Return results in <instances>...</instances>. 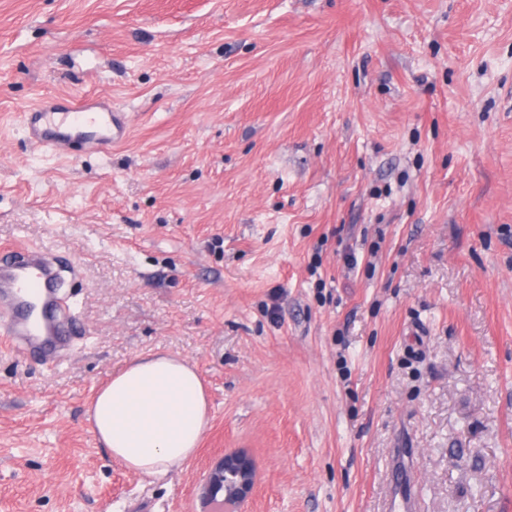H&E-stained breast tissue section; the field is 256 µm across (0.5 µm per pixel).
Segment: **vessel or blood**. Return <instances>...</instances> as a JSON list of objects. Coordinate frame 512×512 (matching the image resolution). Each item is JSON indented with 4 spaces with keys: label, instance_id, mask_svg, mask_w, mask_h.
Returning <instances> with one entry per match:
<instances>
[{
    "label": "vessel or blood",
    "instance_id": "1",
    "mask_svg": "<svg viewBox=\"0 0 512 512\" xmlns=\"http://www.w3.org/2000/svg\"><path fill=\"white\" fill-rule=\"evenodd\" d=\"M29 140L55 150L78 141L94 147L115 141L110 103L84 98L65 104L43 101L24 114ZM59 264L47 251L0 249V339L16 351L40 349L47 357L63 356L68 344L60 321L66 307L57 296Z\"/></svg>",
    "mask_w": 512,
    "mask_h": 512
}]
</instances>
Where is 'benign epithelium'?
<instances>
[{
	"label": "benign epithelium",
	"mask_w": 512,
	"mask_h": 512,
	"mask_svg": "<svg viewBox=\"0 0 512 512\" xmlns=\"http://www.w3.org/2000/svg\"><path fill=\"white\" fill-rule=\"evenodd\" d=\"M256 477V462L247 451H228L212 463L197 488V496L205 507L218 500V494L222 492L224 512H243L254 491Z\"/></svg>",
	"instance_id": "1"
}]
</instances>
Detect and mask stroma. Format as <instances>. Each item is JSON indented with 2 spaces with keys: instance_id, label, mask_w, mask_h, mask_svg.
I'll use <instances>...</instances> for the list:
<instances>
[{
  "instance_id": "35a3bbf8",
  "label": "stroma",
  "mask_w": 512,
  "mask_h": 512,
  "mask_svg": "<svg viewBox=\"0 0 512 512\" xmlns=\"http://www.w3.org/2000/svg\"><path fill=\"white\" fill-rule=\"evenodd\" d=\"M99 96L104 150L35 147ZM69 260L64 358L0 349V512H512V0H0V245ZM196 364L197 454L146 477L93 393ZM113 117L110 103L97 98L86 97L69 104L45 100L24 112V126L29 140L38 148L56 152L74 141L99 148L112 146L116 139L113 128L119 133ZM256 477V462L247 451H225L210 466L197 488V496L203 508L213 501H221L225 512H242L254 491ZM221 491L224 499L218 500Z\"/></svg>"
}]
</instances>
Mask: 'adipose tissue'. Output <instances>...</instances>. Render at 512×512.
I'll return each instance as SVG.
<instances>
[{
  "instance_id": "1",
  "label": "adipose tissue",
  "mask_w": 512,
  "mask_h": 512,
  "mask_svg": "<svg viewBox=\"0 0 512 512\" xmlns=\"http://www.w3.org/2000/svg\"><path fill=\"white\" fill-rule=\"evenodd\" d=\"M88 420L114 460L145 476L161 475L195 455L209 424L208 391L185 358L139 356L94 393Z\"/></svg>"
}]
</instances>
